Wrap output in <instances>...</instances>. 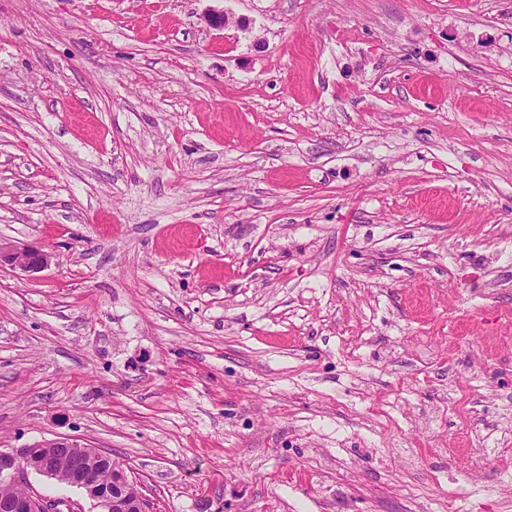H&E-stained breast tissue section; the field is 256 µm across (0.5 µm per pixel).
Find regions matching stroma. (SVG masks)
<instances>
[{
    "label": "stroma",
    "mask_w": 512,
    "mask_h": 512,
    "mask_svg": "<svg viewBox=\"0 0 512 512\" xmlns=\"http://www.w3.org/2000/svg\"><path fill=\"white\" fill-rule=\"evenodd\" d=\"M0 239V448L512 512V0H0ZM51 258V253L36 246L19 247L0 239V267L9 266L34 276L50 265Z\"/></svg>",
    "instance_id": "1"
}]
</instances>
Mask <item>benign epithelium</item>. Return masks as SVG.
<instances>
[{
    "instance_id": "obj_1",
    "label": "benign epithelium",
    "mask_w": 512,
    "mask_h": 512,
    "mask_svg": "<svg viewBox=\"0 0 512 512\" xmlns=\"http://www.w3.org/2000/svg\"><path fill=\"white\" fill-rule=\"evenodd\" d=\"M51 262V253L36 246L19 247L0 239V267L9 266L33 276L46 269ZM46 449L44 456L32 461V451ZM53 449H65L75 458L69 486L80 489L99 512H150L149 503L140 500L134 504L116 493L104 495L101 485L110 481L118 484L128 480L122 470H104L111 461L109 451L80 443L68 436L44 439L20 449H0V481L7 484L23 485L25 476L33 471L39 475L56 478ZM49 500L30 491L19 500H0V512H45Z\"/></svg>"
}]
</instances>
